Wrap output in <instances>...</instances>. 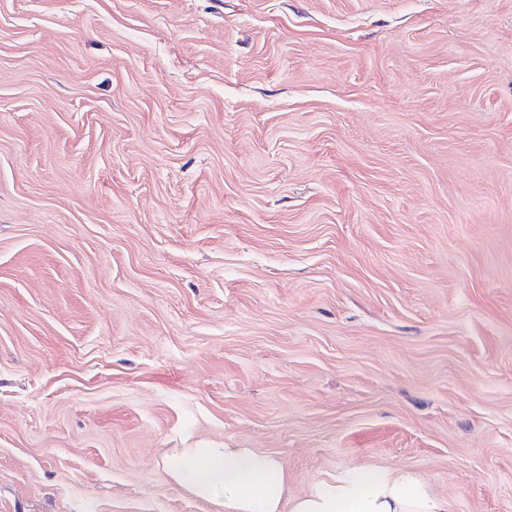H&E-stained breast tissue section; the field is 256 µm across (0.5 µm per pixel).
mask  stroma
<instances>
[{
    "instance_id": "obj_1",
    "label": "stroma",
    "mask_w": 512,
    "mask_h": 512,
    "mask_svg": "<svg viewBox=\"0 0 512 512\" xmlns=\"http://www.w3.org/2000/svg\"><path fill=\"white\" fill-rule=\"evenodd\" d=\"M210 443L512 512V0H0V512Z\"/></svg>"
}]
</instances>
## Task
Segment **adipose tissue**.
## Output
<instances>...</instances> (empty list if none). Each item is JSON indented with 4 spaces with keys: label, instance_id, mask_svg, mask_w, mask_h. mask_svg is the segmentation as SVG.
<instances>
[{
    "label": "adipose tissue",
    "instance_id": "obj_1",
    "mask_svg": "<svg viewBox=\"0 0 512 512\" xmlns=\"http://www.w3.org/2000/svg\"><path fill=\"white\" fill-rule=\"evenodd\" d=\"M166 472L193 496L221 512H455L407 470L356 467L289 497L287 473L276 458L250 448H179Z\"/></svg>",
    "mask_w": 512,
    "mask_h": 512
}]
</instances>
